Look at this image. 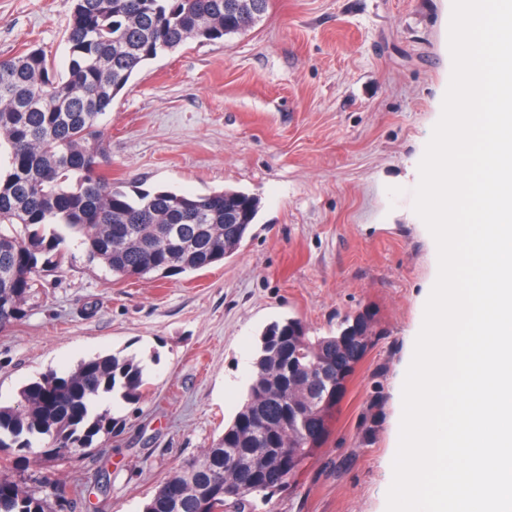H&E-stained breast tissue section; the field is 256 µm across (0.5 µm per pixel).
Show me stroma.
Wrapping results in <instances>:
<instances>
[{"label":"stroma","instance_id":"1","mask_svg":"<svg viewBox=\"0 0 512 512\" xmlns=\"http://www.w3.org/2000/svg\"><path fill=\"white\" fill-rule=\"evenodd\" d=\"M72 0H0V58L32 46L68 59ZM452 0H270L224 43L149 61L101 119L111 177L147 189L234 188L261 202L241 248L208 269L113 281L78 236L26 316L0 330V403L48 371L116 353L147 389L115 407L91 452L39 447L62 512H142L242 405L258 336L286 318L310 335L371 311L382 335L358 365L334 430L295 489L258 512H386L398 387L438 274L415 213L419 163L452 60ZM374 409L370 442L363 417Z\"/></svg>","mask_w":512,"mask_h":512}]
</instances>
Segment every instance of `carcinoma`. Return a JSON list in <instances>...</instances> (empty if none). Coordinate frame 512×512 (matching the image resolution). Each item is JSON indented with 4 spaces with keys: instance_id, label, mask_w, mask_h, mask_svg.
I'll list each match as a JSON object with an SVG mask.
<instances>
[{
    "instance_id": "obj_1",
    "label": "carcinoma",
    "mask_w": 512,
    "mask_h": 512,
    "mask_svg": "<svg viewBox=\"0 0 512 512\" xmlns=\"http://www.w3.org/2000/svg\"><path fill=\"white\" fill-rule=\"evenodd\" d=\"M268 0H73L68 65L41 47L0 59V329L22 320L58 272L63 233L121 281L206 269L234 254L259 199L226 188L206 194L114 182L100 122L148 61L190 40L221 42L250 30ZM379 333L374 315L345 317L336 333L310 336L301 320L267 325L258 338L246 399L224 433L160 483L143 512H255V498L292 486L327 442L346 385ZM324 376L311 388L288 378V359ZM145 367L116 354L50 371L0 405V450L50 440L72 453L116 425L106 400L139 401ZM0 457V512H55L50 496L7 474Z\"/></svg>"
}]
</instances>
